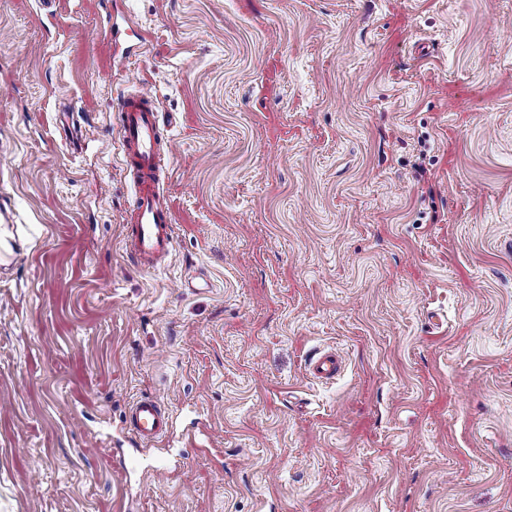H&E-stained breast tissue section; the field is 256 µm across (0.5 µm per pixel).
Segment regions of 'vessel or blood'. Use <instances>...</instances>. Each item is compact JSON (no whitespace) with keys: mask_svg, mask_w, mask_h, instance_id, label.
<instances>
[{"mask_svg":"<svg viewBox=\"0 0 512 512\" xmlns=\"http://www.w3.org/2000/svg\"><path fill=\"white\" fill-rule=\"evenodd\" d=\"M117 110L122 117L119 135L123 162L136 191L124 247L141 269L151 270L163 264L174 249L171 207L159 188V114L152 97L143 92L121 98ZM307 370L315 379L332 381L341 374L343 361L336 351L331 350L310 360ZM125 421L136 437L154 441L169 433L173 417L160 400L148 396L130 407Z\"/></svg>","mask_w":512,"mask_h":512,"instance_id":"obj_1","label":"vessel or blood"}]
</instances>
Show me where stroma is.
Masks as SVG:
<instances>
[{
  "label": "stroma",
  "mask_w": 512,
  "mask_h": 512,
  "mask_svg": "<svg viewBox=\"0 0 512 512\" xmlns=\"http://www.w3.org/2000/svg\"><path fill=\"white\" fill-rule=\"evenodd\" d=\"M0 245V512H512V0H0ZM123 162L136 191V202L124 236L126 253L144 270L163 264L174 249L170 203L159 188L161 141L159 112L153 98L138 92L117 104ZM307 370L315 379L332 381L341 374L343 361L335 350L326 351L315 359H311L307 365ZM125 422L139 439L154 441L169 433L173 417L160 400L148 396L130 407L125 414Z\"/></svg>",
  "instance_id": "obj_1"
}]
</instances>
